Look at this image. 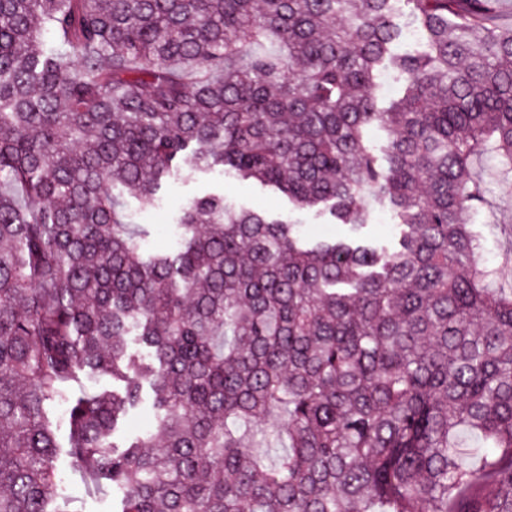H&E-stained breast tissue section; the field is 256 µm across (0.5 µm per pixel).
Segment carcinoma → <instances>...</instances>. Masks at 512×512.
Returning a JSON list of instances; mask_svg holds the SVG:
<instances>
[{"label":"carcinoma","instance_id":"obj_1","mask_svg":"<svg viewBox=\"0 0 512 512\" xmlns=\"http://www.w3.org/2000/svg\"><path fill=\"white\" fill-rule=\"evenodd\" d=\"M405 2L423 51L393 0H0V512H81L61 456L119 512H512L475 170L512 185V27ZM217 168L355 229L387 208L399 247L213 195L145 252L128 199ZM396 15L399 23L403 27L404 32L408 30H414L418 33L417 24L414 22L413 18L409 15L407 7L404 5L402 0H397L395 5ZM424 46V41L422 36H418L415 40H407L405 37L401 41V43L397 47L398 52L404 51H416L421 50Z\"/></svg>","mask_w":512,"mask_h":512}]
</instances>
